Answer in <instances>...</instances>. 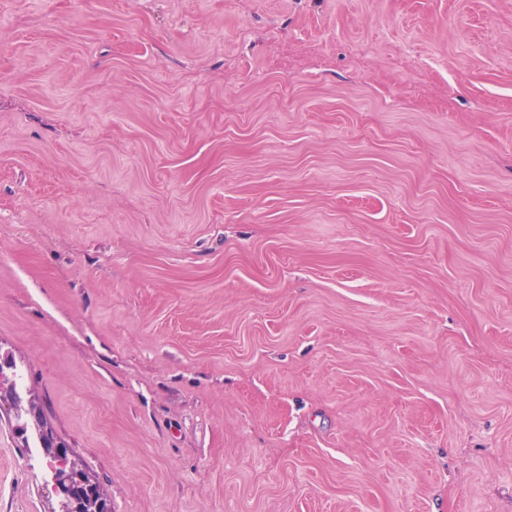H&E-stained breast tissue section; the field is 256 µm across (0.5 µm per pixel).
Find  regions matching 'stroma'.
<instances>
[{"label": "stroma", "instance_id": "stroma-1", "mask_svg": "<svg viewBox=\"0 0 512 512\" xmlns=\"http://www.w3.org/2000/svg\"><path fill=\"white\" fill-rule=\"evenodd\" d=\"M512 512V0H0V512ZM95 481L88 475L83 473L74 463L67 469L63 485L58 486V490L64 499V504H68V500L74 502L77 506L78 500L83 497L84 492H90L93 488ZM80 504L76 508L75 505L67 507L62 512H106L95 510L97 498H91L85 495L83 501L79 500Z\"/></svg>", "mask_w": 512, "mask_h": 512}]
</instances>
